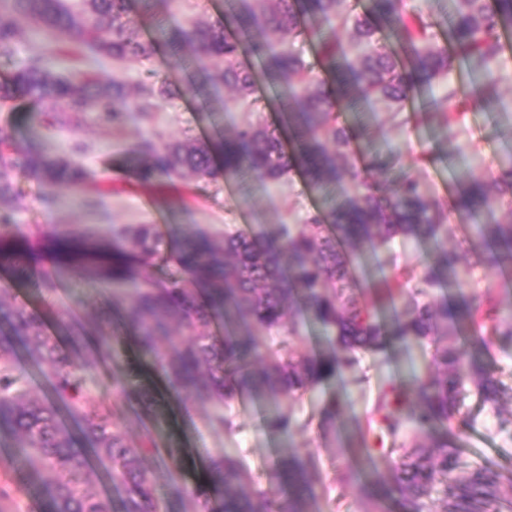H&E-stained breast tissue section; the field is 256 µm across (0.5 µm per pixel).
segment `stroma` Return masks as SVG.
I'll return each instance as SVG.
<instances>
[{
  "instance_id": "35a3bbf8",
  "label": "stroma",
  "mask_w": 512,
  "mask_h": 512,
  "mask_svg": "<svg viewBox=\"0 0 512 512\" xmlns=\"http://www.w3.org/2000/svg\"><path fill=\"white\" fill-rule=\"evenodd\" d=\"M226 0H173L167 16L146 8L145 0H133L132 17L146 36L159 37L161 29L187 25L190 18L220 17ZM15 62L33 55L51 58L57 72L67 73L74 62L70 43H51L36 31L26 18H19ZM501 77V106L482 112L467 113L451 140V147L475 155L479 163L476 174L488 176L496 171L500 159L512 155V55L501 56L493 64ZM103 73L115 74L136 85L163 76L177 83L189 79V71H167L161 58L132 62H109ZM271 90L259 87L254 106L234 103L224 88L209 89L194 96L162 101L148 117L131 113L123 127H101L94 113H87L82 125L75 129L48 131L37 129L23 137V144L53 153H67L70 143H87L88 151L82 163L93 182L86 190H71L50 186L42 180L17 175L18 196L15 213L19 233L24 235L36 256V270L50 271L57 285L52 298L55 307L49 329L68 316L77 315L90 323H98L103 314H110L113 327H120L121 312L128 300L122 289L112 287L98 277L75 278L68 261L48 260L39 256L41 247L59 233L74 231L111 240L115 227L130 224H154L166 234L176 237L191 230H204L213 235L224 229H243L259 233L276 224H298L309 211L324 204L321 196L312 192L300 175H292L277 183L251 182L241 190L237 182H218L199 189L194 178L188 177L172 185L144 186L124 169L113 165L143 134L165 140L173 136H208L213 129H229L247 121L261 119L275 122L280 118L276 106L270 105ZM368 125L377 147H395L407 158L406 172L418 179L423 193L439 204H447L458 183L447 160L423 166L411 157L424 148L432 147L434 133L422 124L402 123L391 116L385 105L369 99L362 101L356 115ZM96 200L93 209L85 208L82 196ZM434 345L425 341L388 357L364 356L359 367L347 373L332 386L322 387L320 394H305L284 399L282 407L295 418L308 421L306 431L295 434L292 444L299 454L312 458L316 476L325 486L319 502L323 512H361L364 506L363 484L347 485L335 480L338 468L353 460L362 471L385 473V465H373L367 457H353L350 446L355 422L363 420L378 389L391 382L407 381L416 370L425 368L431 360ZM105 369L91 372L87 386L93 396L105 397L111 406L121 403L120 386L129 372H137L142 383L158 398L157 415L150 427H142L136 414L120 413L117 421L129 437L163 447L176 445L186 451L182 481L195 488L212 459L225 449H235L247 465L254 486L270 488L269 468L283 439L266 426V412L260 403L243 396L227 408L237 424L233 432L213 429L209 416L214 404L192 399L174 391L164 376L157 372L152 358L143 353L132 336H125L114 346ZM340 395L345 413L335 432H323L319 426L321 395ZM465 410L473 424L460 441L462 459L466 465L493 463L502 472L512 471V403L499 408L482 405L477 396H469Z\"/></svg>"
}]
</instances>
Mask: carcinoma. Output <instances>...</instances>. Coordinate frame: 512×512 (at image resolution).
Returning <instances> with one entry per match:
<instances>
[{
	"instance_id": "obj_1",
	"label": "carcinoma",
	"mask_w": 512,
	"mask_h": 512,
	"mask_svg": "<svg viewBox=\"0 0 512 512\" xmlns=\"http://www.w3.org/2000/svg\"><path fill=\"white\" fill-rule=\"evenodd\" d=\"M11 13L24 16L56 37L75 41L88 62L83 69L59 75L41 56L28 59L0 81V111L10 119L0 125V256L16 277L37 276L27 249L17 245L14 209L4 201L17 197L15 175L33 174L53 186L78 188L87 174L79 159L80 143L65 155L24 149L16 137L21 125L70 128L93 109L99 122L116 128L127 120L128 106L146 116L165 99L188 96L197 84L224 85L235 101L253 104L259 83L271 87L288 108L279 126L244 123L231 133L205 138L174 137L165 142L143 137L120 159L140 182H174L186 175L205 184L244 177L277 183L302 174L305 184L324 193L345 181L352 192L338 196L323 210L308 213L301 224H277L264 233L227 232L218 239L206 232L188 233L171 243L154 224L115 230L122 247L101 239L64 235L53 240L57 251L81 273L112 281L135 296L125 310L127 331L175 389L201 397H218L210 424L234 428L224 405L243 394L268 408L267 427L291 439L307 429L281 409L280 397L303 395L328 385L352 369L365 354L386 355L412 343L435 344L432 365L407 383H390L377 396L357 427L363 451L380 445L389 475L372 483L373 496L394 493L405 512H423L425 500L441 493L442 512H512V474L490 465L463 469L460 448L435 437L439 424L456 423L458 437L471 428L461 413L467 387H475L482 404L496 406L505 388L491 370L458 346L456 327L466 322L475 343L488 348L512 342V304L499 299L503 282L488 281L467 294L463 286L476 267L512 268V158L485 179L467 168L462 187L442 206L427 198L418 180L396 174L401 153L374 149L367 128L348 122L344 113L357 101L372 98L394 112L412 100L422 101L416 121L434 125L451 141L459 113L483 111L498 99L499 75L491 64L502 52V37L512 30V0H453L443 43L431 33L430 16L405 17L403 0H243L214 20L193 19L172 31L166 65L179 68L189 45L223 67L202 68L198 82L173 85L161 78L130 89L117 76L104 74L105 62L151 59L154 39L143 36L130 17L129 0H11ZM315 38V63L294 50V39ZM16 39L13 18L0 13V63L12 62ZM359 51L346 59L344 42ZM466 65L473 83L448 80L443 94L424 98L432 82ZM44 100L43 114L28 107ZM391 178L382 189L375 176ZM478 223L472 231V262H462L447 247L451 223ZM396 239L432 246L416 269L390 275L380 267L356 273L374 242ZM173 263L184 279L169 274L156 279L149 270ZM436 288L456 291L426 303L418 297ZM0 289V435L15 441L11 470L23 489L40 497L47 512H167L165 501L180 499L187 488L171 478L160 495L145 465L147 458L178 473L183 449L134 443L109 417L105 400L92 402L89 372L105 363L113 341L109 320L95 328L73 316L65 324L74 345L95 356L75 360L45 329L47 308L4 300ZM299 309L306 322L326 336L323 350L259 342L255 331L297 337L287 312ZM224 322V335L210 330ZM48 371L55 401L32 393L15 366L17 347ZM124 404L141 422L155 413L156 401L138 375L122 387ZM78 423V433L64 429L57 403ZM344 405L336 393L321 401L319 426L336 429ZM416 435L406 440L404 424ZM105 458L123 489L120 503L101 495L90 479L92 461ZM312 462L282 448L270 479L280 495L248 489L251 475L232 451L214 460L206 478L192 491L202 507L216 500L221 512H319L318 483Z\"/></svg>"
}]
</instances>
